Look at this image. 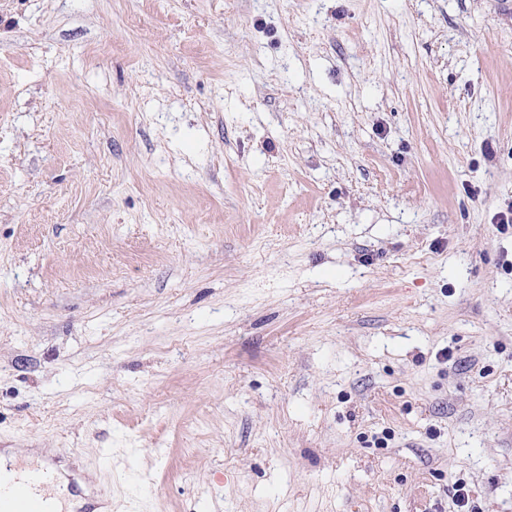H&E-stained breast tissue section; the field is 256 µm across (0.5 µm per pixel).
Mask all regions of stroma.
Wrapping results in <instances>:
<instances>
[{
	"instance_id": "obj_1",
	"label": "stroma",
	"mask_w": 512,
	"mask_h": 512,
	"mask_svg": "<svg viewBox=\"0 0 512 512\" xmlns=\"http://www.w3.org/2000/svg\"><path fill=\"white\" fill-rule=\"evenodd\" d=\"M497 0H0V449L112 512H512Z\"/></svg>"
}]
</instances>
